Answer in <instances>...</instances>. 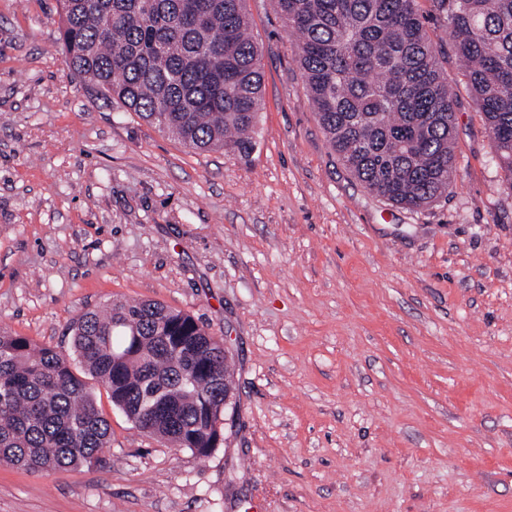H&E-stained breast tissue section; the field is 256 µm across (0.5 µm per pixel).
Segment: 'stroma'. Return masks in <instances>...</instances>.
Here are the masks:
<instances>
[{"label":"stroma","instance_id":"obj_1","mask_svg":"<svg viewBox=\"0 0 512 512\" xmlns=\"http://www.w3.org/2000/svg\"><path fill=\"white\" fill-rule=\"evenodd\" d=\"M418 8L459 109L456 180L412 210L339 161L274 0L246 3V158L190 151L71 76L56 0H0V327L68 355L87 310L154 300L223 339L236 403L203 460L96 388L105 463L0 466V512H512V190Z\"/></svg>","mask_w":512,"mask_h":512}]
</instances>
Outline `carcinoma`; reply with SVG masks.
<instances>
[{"label": "carcinoma", "mask_w": 512, "mask_h": 512, "mask_svg": "<svg viewBox=\"0 0 512 512\" xmlns=\"http://www.w3.org/2000/svg\"><path fill=\"white\" fill-rule=\"evenodd\" d=\"M69 72L199 152L249 156L263 74L246 0H57ZM512 190V0H431ZM328 142L371 194L419 209L455 173L454 93L417 0H276ZM65 355L0 329V465L97 466L111 427L91 377L143 433L201 459L224 443V343L159 302L111 301Z\"/></svg>", "instance_id": "obj_1"}]
</instances>
